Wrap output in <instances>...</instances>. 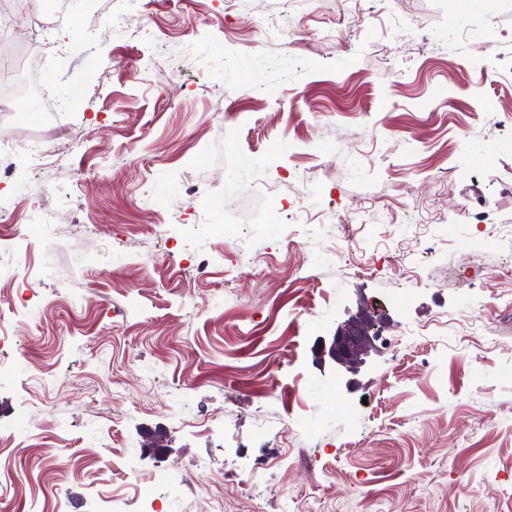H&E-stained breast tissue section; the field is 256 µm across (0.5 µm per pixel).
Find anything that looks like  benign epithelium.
Here are the masks:
<instances>
[{
    "instance_id": "benign-epithelium-1",
    "label": "benign epithelium",
    "mask_w": 512,
    "mask_h": 512,
    "mask_svg": "<svg viewBox=\"0 0 512 512\" xmlns=\"http://www.w3.org/2000/svg\"><path fill=\"white\" fill-rule=\"evenodd\" d=\"M373 320L365 312L339 325L333 336L322 338L315 347V358L322 364L331 361L336 370L356 373L363 356L373 349L376 334Z\"/></svg>"
}]
</instances>
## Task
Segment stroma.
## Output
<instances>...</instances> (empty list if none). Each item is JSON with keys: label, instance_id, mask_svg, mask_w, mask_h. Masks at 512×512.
Wrapping results in <instances>:
<instances>
[{"label": "stroma", "instance_id": "35a3bbf8", "mask_svg": "<svg viewBox=\"0 0 512 512\" xmlns=\"http://www.w3.org/2000/svg\"><path fill=\"white\" fill-rule=\"evenodd\" d=\"M101 6L50 62L17 48L75 110L0 113V512L200 473L165 512H512V0ZM234 233L259 278L225 280ZM363 309L365 364H318Z\"/></svg>", "mask_w": 512, "mask_h": 512}]
</instances>
